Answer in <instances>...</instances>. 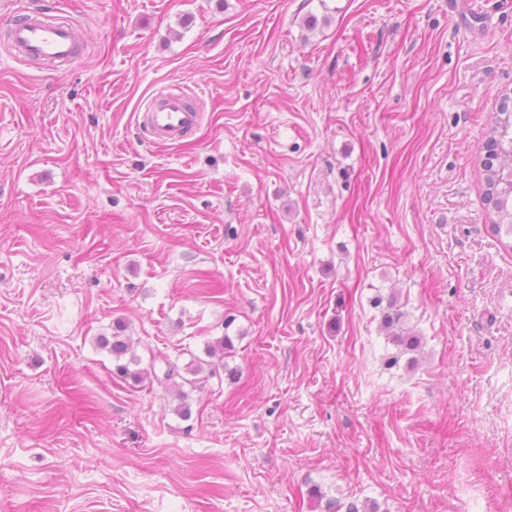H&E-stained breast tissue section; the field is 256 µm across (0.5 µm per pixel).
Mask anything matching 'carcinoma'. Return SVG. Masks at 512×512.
<instances>
[{
    "mask_svg": "<svg viewBox=\"0 0 512 512\" xmlns=\"http://www.w3.org/2000/svg\"><path fill=\"white\" fill-rule=\"evenodd\" d=\"M487 151L482 163L485 196L498 217L492 229L497 235L504 232L512 236V111L506 107L500 108L490 123ZM403 318L402 312L390 306L382 315L381 326L387 332L388 340L403 352H415L420 346V339L408 334L403 327ZM99 346L107 350L115 361L113 373L138 381L143 379L145 372L135 368L139 358L131 354L130 343L121 330L101 337Z\"/></svg>",
    "mask_w": 512,
    "mask_h": 512,
    "instance_id": "1",
    "label": "carcinoma"
}]
</instances>
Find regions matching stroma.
<instances>
[{
  "label": "stroma",
  "mask_w": 512,
  "mask_h": 512,
  "mask_svg": "<svg viewBox=\"0 0 512 512\" xmlns=\"http://www.w3.org/2000/svg\"><path fill=\"white\" fill-rule=\"evenodd\" d=\"M30 6L78 59L15 54ZM163 87L204 114L171 146ZM506 94L512 0L0 4V512H512ZM119 322L196 384L114 375ZM188 96L169 88L154 92L144 112L136 114L154 141L173 143L192 135L202 124L203 113L188 102ZM484 171L485 196L492 203L498 222L492 224L496 235L512 237V111L501 107L489 127ZM403 318L404 314L399 310H393V305L390 304L388 311L383 312L381 326L387 332L388 340L401 347L403 353L416 352L420 346V339L418 336H409L403 327Z\"/></svg>",
  "instance_id": "35a3bbf8"
}]
</instances>
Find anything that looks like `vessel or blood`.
<instances>
[{"mask_svg": "<svg viewBox=\"0 0 512 512\" xmlns=\"http://www.w3.org/2000/svg\"><path fill=\"white\" fill-rule=\"evenodd\" d=\"M13 45L30 58L67 61L74 56L73 35L69 27L51 24L33 17L11 18ZM203 114L189 104L184 93L164 88L154 92L145 103L137 121L147 128L154 141L173 143L192 135L202 124Z\"/></svg>", "mask_w": 512, "mask_h": 512, "instance_id": "obj_1", "label": "vessel or blood"}]
</instances>
